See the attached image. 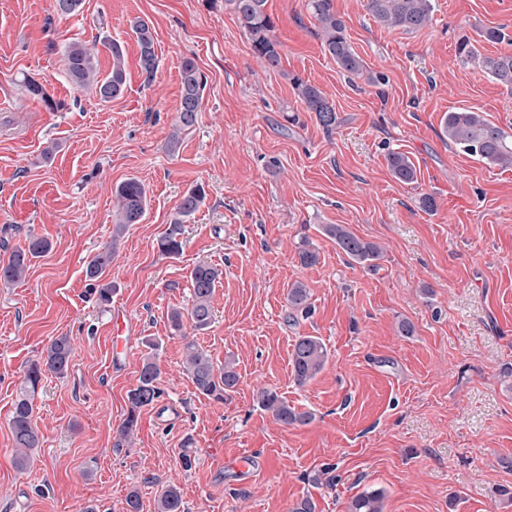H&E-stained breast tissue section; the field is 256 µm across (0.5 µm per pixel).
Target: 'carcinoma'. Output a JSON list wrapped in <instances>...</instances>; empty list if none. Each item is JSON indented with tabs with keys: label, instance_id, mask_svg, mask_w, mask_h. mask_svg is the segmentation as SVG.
Listing matches in <instances>:
<instances>
[{
	"label": "carcinoma",
	"instance_id": "obj_1",
	"mask_svg": "<svg viewBox=\"0 0 512 512\" xmlns=\"http://www.w3.org/2000/svg\"><path fill=\"white\" fill-rule=\"evenodd\" d=\"M236 13L242 28L248 34L256 56L267 65L276 67L280 63V44L273 35L274 23L265 10L267 0H226ZM308 8L313 14L322 33L324 50L332 57L339 68L351 75H361L365 65L361 57L349 43L345 27L337 17L332 0H308ZM367 9L374 21L384 28H399L412 33L426 27L433 17L432 0H367ZM140 50V67L146 81L153 80L158 68L154 36L149 24L137 20L132 26ZM112 57V68L101 75L97 56L92 49L80 42L69 44L63 53L65 72L70 81L79 89L87 87L98 90L100 99L108 102L118 97L126 86V68L122 46L117 42L108 45ZM457 56L464 65L478 64L487 76L496 83L512 91V52L486 55L480 53L467 36L457 43ZM181 100L176 121L172 125L166 142V151L174 154L181 146L183 132L197 122L201 109L206 78L191 59L181 66ZM295 95L308 112L315 113L318 123L331 131L336 126V113L332 104L320 89L302 77L290 78ZM25 91L35 99L45 103L50 110L57 104L50 98L46 88L39 82L24 78ZM442 137L457 150L477 158L489 165L501 168L512 167V136L484 119L480 113L470 109L457 108L448 111L442 122ZM387 164L391 175L403 183L416 180V169L411 160L402 152L388 153ZM114 212L112 241L105 245L85 266V280L88 292L100 307L112 302V282L106 280L112 264V256L124 238L131 224L143 221L148 208L147 191L143 183L129 178L118 184L113 192ZM205 191L201 186L189 189L178 208L176 216L167 225L157 240L160 253L174 257L182 251L184 220L193 215L204 202ZM323 233L336 242V245L351 260L373 266L381 257L380 249L356 236L345 224H324ZM51 243L42 237L29 235L22 247L14 249L7 260L0 261V285L12 286L23 280L30 270L31 261L42 256ZM222 270L209 263H199L190 272L192 300L187 308H176L168 316L170 332L179 334L184 340L183 371L195 390L216 401L224 400V395L233 391L239 382V374L232 360L218 366L211 355L184 332V323H189L195 331L208 329L214 321L212 298ZM310 292L302 282H296L288 289V319L298 323V318H307L312 312L309 302ZM72 355V345L67 336L49 340L40 360L31 363L24 373L18 394L12 404L8 421L15 456L14 464L23 469L30 463L32 453L41 447L42 436L33 420L34 400L38 388L46 374L64 375ZM328 351L320 338L310 335L295 337L291 352V366L295 382L304 385L313 380L325 367ZM161 368L155 356H146L141 363L138 383L128 394V411L117 429L116 446L130 443L136 434L140 411L153 405L160 397L158 387ZM254 402L262 410L284 426L306 425L312 415L299 412L288 400L269 388H261L254 394ZM385 493L381 489H367L354 496L347 506V512H384ZM155 512H183L179 489L167 486L158 495Z\"/></svg>",
	"mask_w": 512,
	"mask_h": 512
}]
</instances>
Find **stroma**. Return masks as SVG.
<instances>
[{
    "label": "stroma",
    "mask_w": 512,
    "mask_h": 512,
    "mask_svg": "<svg viewBox=\"0 0 512 512\" xmlns=\"http://www.w3.org/2000/svg\"><path fill=\"white\" fill-rule=\"evenodd\" d=\"M308 0H267L281 63L258 58L224 0H83L61 17L53 0H0V260L27 234L47 238L26 279L0 285V512H124L138 489L142 512L168 484L184 512H288L309 497L316 512H346L350 498L383 489L386 512H512V168L449 146L441 119L467 108L512 135V92L456 58L459 37L481 53L512 51L480 39L505 27L512 0H433V20L406 33L374 22L366 0H333L367 82L341 71L323 48ZM152 28L159 66L145 84L131 23ZM121 43L127 84L112 101L68 80L63 51L75 41ZM194 59L207 80L195 126L179 153L165 141L180 102V67ZM318 87L336 111L325 130L296 99L290 79ZM43 84L58 111L30 97ZM296 122H289V115ZM59 150L50 162L47 141ZM414 163L417 181L391 175L386 155ZM135 177L149 208L130 225L112 261L107 308L87 294L84 267L112 236L113 190ZM206 197L184 223L183 251L162 256L157 240L190 188ZM436 207L422 210V195ZM346 224L383 249L376 268L350 260L321 232ZM318 254L297 255L301 239ZM222 269L214 321L196 332L216 363L233 359L234 392L216 402L183 372V342L168 314L187 307L189 272ZM303 282L314 309L287 321L288 289ZM134 341L112 368V323ZM412 326L403 335L400 321ZM319 337L329 359L297 385L294 336ZM70 337L64 376H46L34 421L44 436L26 469L14 464L7 424L28 363L50 338ZM158 344L162 402L178 421L143 408L131 445L116 429L136 387L147 341ZM267 387L309 424L283 426L253 400ZM192 441L197 463L179 453ZM253 454L250 477L231 465ZM333 485L314 483L323 468Z\"/></svg>",
    "instance_id": "35a3bbf8"
}]
</instances>
